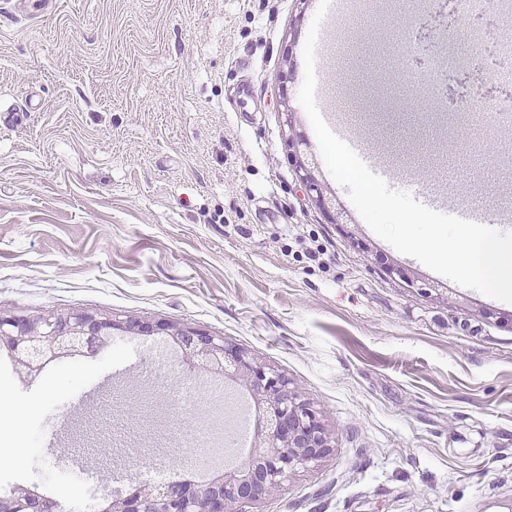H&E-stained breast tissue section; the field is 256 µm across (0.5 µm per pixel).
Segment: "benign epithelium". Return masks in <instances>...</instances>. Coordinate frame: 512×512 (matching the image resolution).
<instances>
[{"label":"benign epithelium","instance_id":"7a95c632","mask_svg":"<svg viewBox=\"0 0 512 512\" xmlns=\"http://www.w3.org/2000/svg\"><path fill=\"white\" fill-rule=\"evenodd\" d=\"M477 31L484 54L469 65L472 78L490 73L486 57L500 49L492 24ZM292 162L309 197L332 224H345L331 190L317 176L318 165L303 139L292 143ZM121 330L143 336H167L182 353L183 363L198 376L220 370L224 377L251 392L266 422L251 463L205 486L177 479L158 486L141 485L133 496L111 497L107 512H245L282 487L298 470L319 462L334 448V440L313 403L289 387L288 378L235 345L200 326L166 320L117 318L78 309H54L37 314L0 309V351H7L22 378L36 375L48 360L77 354L95 355ZM56 504L20 486L0 497V512H55Z\"/></svg>","mask_w":512,"mask_h":512}]
</instances>
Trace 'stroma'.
<instances>
[{
  "mask_svg": "<svg viewBox=\"0 0 512 512\" xmlns=\"http://www.w3.org/2000/svg\"><path fill=\"white\" fill-rule=\"evenodd\" d=\"M0 0V308H75L201 326L278 368L335 443L251 512H512V304L401 254L308 200L280 111L310 26L296 0ZM429 0H362L331 21L325 71L351 134L394 190L442 187L497 227L512 207V128L469 167L477 118L438 116L387 66ZM324 255L315 256L316 247ZM82 356L20 379L0 356V484L76 512L146 449L184 470L220 406L174 361L129 368L40 433L86 380Z\"/></svg>",
  "mask_w": 512,
  "mask_h": 512,
  "instance_id": "stroma-1",
  "label": "stroma"
}]
</instances>
